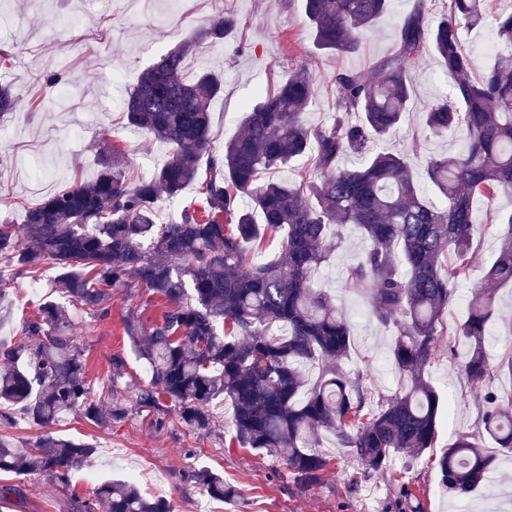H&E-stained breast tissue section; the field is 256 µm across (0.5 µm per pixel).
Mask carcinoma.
Segmentation results:
<instances>
[{"label": "carcinoma", "instance_id": "cac0c4a2", "mask_svg": "<svg viewBox=\"0 0 512 512\" xmlns=\"http://www.w3.org/2000/svg\"><path fill=\"white\" fill-rule=\"evenodd\" d=\"M388 7L389 0L303 3L318 49L338 54L357 51ZM487 12V0H448L432 20L428 0H417L397 26L392 51L373 63L378 81L360 72L336 74L331 123L305 122L315 78L295 68L258 94L222 154L212 147L211 105L224 82L211 71L189 74L184 67L197 41L220 43L237 26L231 15L209 21L197 37L161 54L124 104L128 124L167 149L164 165L149 180L134 179L124 169V153L106 143L92 179L60 185L27 210L19 228L0 224V264L18 274L53 266L54 288L97 315L108 313L112 290L134 278L166 302L152 328L127 323L150 373L149 383L137 388V404L155 407L165 398L187 425L207 433L213 401L230 403L239 446L275 454L304 489L321 484L329 468L312 449L323 432L366 473L387 472L397 458L410 467L438 436L442 401L425 368L468 277L473 203L512 195V10L495 15L497 50L480 74L461 44V32L483 26ZM429 51L453 85L451 99L426 109L424 129L435 135L457 129L463 147L426 162L425 187L406 158L376 151L374 143L400 127L411 73ZM17 107L11 86L1 84L0 115ZM349 154L360 162L340 165ZM302 156L309 157V170L292 181L275 177ZM194 183L202 208L157 222L159 201ZM502 224L487 285L473 289L452 333L464 340L461 370L482 397V432L512 453V390L484 389L491 374L487 347L500 317L497 290L512 284V213ZM349 226L371 246L349 267L347 282L365 290L371 317L396 329L389 359L407 381L377 403L366 375L342 366L352 346L349 321L312 285ZM267 239L278 241L281 253L262 262ZM70 326L66 307L49 300L20 339L0 342V421L9 423L18 412L43 429L28 448L0 437V472L42 474L66 487L71 469L95 447L57 435L53 425L70 413L95 424L125 416L112 398L92 395ZM309 365L318 367L314 379L306 375ZM496 462V453L461 435L437 469L448 494L466 499ZM188 477L213 498L235 494L205 467H191ZM97 504L107 512H173L169 500L122 480L98 484L92 498L81 501V512H94Z\"/></svg>", "mask_w": 512, "mask_h": 512}]
</instances>
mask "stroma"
<instances>
[{
    "label": "stroma",
    "mask_w": 512,
    "mask_h": 512,
    "mask_svg": "<svg viewBox=\"0 0 512 512\" xmlns=\"http://www.w3.org/2000/svg\"><path fill=\"white\" fill-rule=\"evenodd\" d=\"M157 2L156 11L146 12L140 0H6L0 10V49L10 55L0 57V83L12 86L21 109L0 117V221L22 223L27 209L60 183L93 177L109 140L125 153L130 175L148 178L157 172L167 157L165 147L147 132L126 128L122 103L159 55L214 16L233 14L238 26L223 43L200 44L184 66L190 73L209 68L224 81V92L211 109L212 146L220 153L239 132L247 105L299 66L318 76L306 121L329 122L336 104L333 75L342 70L371 74L373 61L390 51L397 24L414 4L390 0L387 13L367 31L359 51L342 55L315 47L302 0ZM239 44L243 52L234 53ZM58 68L69 73L61 106L51 112L37 110L44 93L41 78ZM451 89L452 80L438 58L424 55L413 73L409 110L384 147L411 159L419 171L428 157L460 150L459 132L435 136L423 126L426 108L450 95ZM511 212L508 195L490 207L475 203L474 254L460 296L483 282L503 230L499 217ZM368 247L357 230L347 229L340 247L315 275L314 285L335 300L353 327L345 369L366 370L372 391L389 396L403 382L388 357L394 331L369 316L364 290L346 283L349 266ZM0 276L11 281V312L0 321V338L10 340L33 318L42 296L51 293L56 271L45 265L36 275H18L5 267ZM34 282L40 285L35 295L29 291ZM162 310L160 300L138 285L114 290L103 317L70 307L71 333L85 354L89 379L105 383L114 360L123 361L117 398L126 415L105 427L73 414L59 421L56 433L93 444L94 455L71 470L67 490L39 474L0 473V487L19 489L0 512H71L75 497L90 498L96 484L109 478L133 481L146 494L151 482L162 483L175 512H512L510 453L502 455L492 482L469 499H454L439 482L435 461L457 436L470 435L485 448L492 445L479 432L480 402L459 367L461 341L441 336L426 368L450 408L440 416L435 446L412 465L404 485L392 483L387 474L358 476L356 462L333 437L324 435L316 450L328 457L330 467L321 485L304 489L274 456L235 443L229 403L214 401V428L208 434L182 423L169 401L147 410L137 405L134 390L146 381L147 371L133 351L126 322L137 317L148 326ZM192 466L222 474L225 483L236 488V496L224 502L210 497L205 487L188 478Z\"/></svg>",
    "instance_id": "1"
}]
</instances>
